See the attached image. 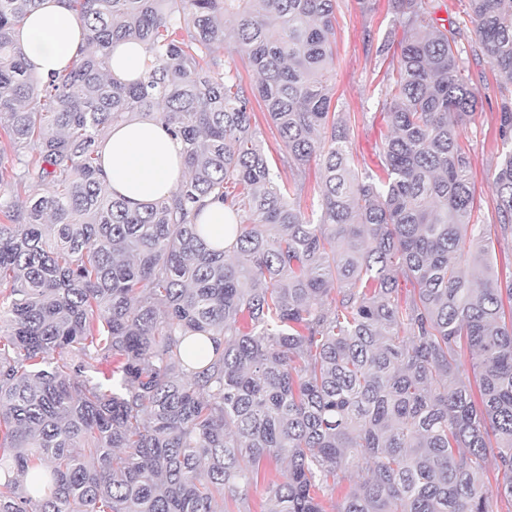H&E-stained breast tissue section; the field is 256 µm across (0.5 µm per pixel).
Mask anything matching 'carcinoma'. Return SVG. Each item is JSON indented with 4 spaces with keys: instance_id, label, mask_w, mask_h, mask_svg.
Wrapping results in <instances>:
<instances>
[{
    "instance_id": "cac0c4a2",
    "label": "carcinoma",
    "mask_w": 512,
    "mask_h": 512,
    "mask_svg": "<svg viewBox=\"0 0 512 512\" xmlns=\"http://www.w3.org/2000/svg\"><path fill=\"white\" fill-rule=\"evenodd\" d=\"M41 2L0 0V512H231L266 462L287 466L261 512H327L350 469L334 512H512V274L489 246L512 237V0L441 27L435 0H390L401 36L365 37L388 62L377 171L337 111L336 0H66L89 50L38 79L13 33ZM122 41L146 51L130 83L106 73ZM470 54L503 82L493 226ZM157 108L187 178L132 210L98 146ZM207 198L227 249L195 223ZM254 112L256 117V124L261 131V139L263 146L265 148V152L269 157L270 161L275 164V161L280 166V150H279V138L275 128L272 124H268L264 113L259 108L256 102L253 103ZM197 224H205L208 228V239L214 244H220L223 248L233 240V237H226V224H235L233 214L224 207L221 201L207 200L202 208ZM225 224V225H224Z\"/></svg>"
}]
</instances>
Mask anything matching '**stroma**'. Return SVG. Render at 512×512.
<instances>
[{
	"label": "stroma",
	"mask_w": 512,
	"mask_h": 512,
	"mask_svg": "<svg viewBox=\"0 0 512 512\" xmlns=\"http://www.w3.org/2000/svg\"><path fill=\"white\" fill-rule=\"evenodd\" d=\"M337 38L335 85L339 111L349 118L352 150L359 163L377 165L379 147L388 127L380 110L384 98L382 72L367 55L365 34L381 39L392 27L393 16L388 0H376L373 11H363L358 0H336ZM468 76L483 100L467 129L472 144V175L476 196L482 202L485 223H492L491 172L498 152L494 139L498 107L501 103L499 84L486 57L470 60Z\"/></svg>",
	"instance_id": "obj_1"
}]
</instances>
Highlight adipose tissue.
I'll use <instances>...</instances> for the list:
<instances>
[{
    "instance_id": "ef3b65f1",
    "label": "adipose tissue",
    "mask_w": 512,
    "mask_h": 512,
    "mask_svg": "<svg viewBox=\"0 0 512 512\" xmlns=\"http://www.w3.org/2000/svg\"><path fill=\"white\" fill-rule=\"evenodd\" d=\"M31 71L39 78L62 71L88 47L87 31L64 0H43L15 32ZM145 50L137 42L115 44L108 60L111 77L132 82L143 74ZM102 182L130 208L140 209L168 195L182 178L181 140L156 116L113 126L98 148Z\"/></svg>"
}]
</instances>
